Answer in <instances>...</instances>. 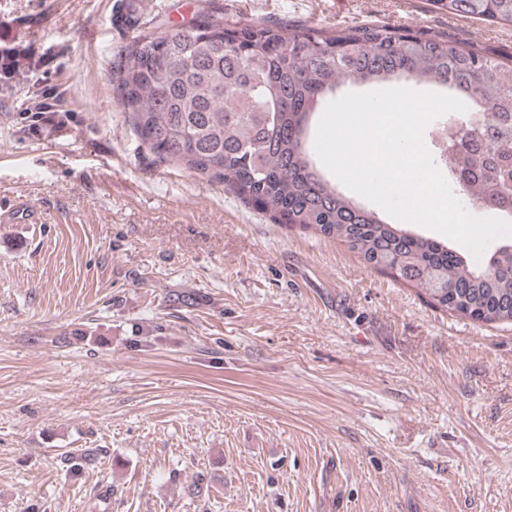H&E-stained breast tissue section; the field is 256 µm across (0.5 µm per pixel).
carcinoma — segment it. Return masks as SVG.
I'll return each instance as SVG.
<instances>
[{"mask_svg": "<svg viewBox=\"0 0 512 512\" xmlns=\"http://www.w3.org/2000/svg\"><path fill=\"white\" fill-rule=\"evenodd\" d=\"M453 15L512 25V0H434ZM444 85L470 111L446 139L448 182L488 210L512 184V56L447 34L388 24L336 29L224 23L201 13L122 51L116 99L142 143L224 181L278 224L343 244L372 269L420 288L438 308L512 324V244L475 265L361 206L324 178L308 117L342 84Z\"/></svg>", "mask_w": 512, "mask_h": 512, "instance_id": "1", "label": "carcinoma"}]
</instances>
